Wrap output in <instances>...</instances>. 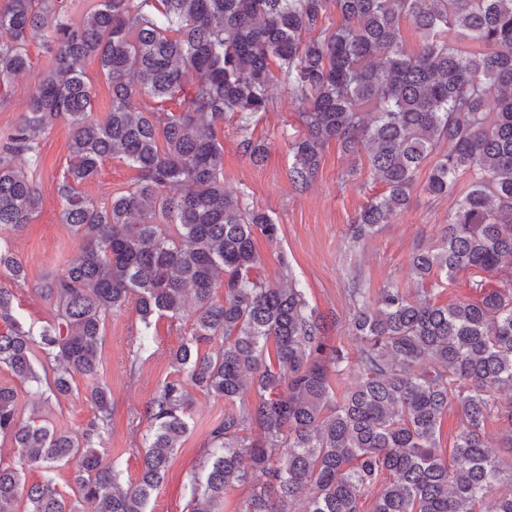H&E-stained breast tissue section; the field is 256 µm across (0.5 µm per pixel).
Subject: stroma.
Returning a JSON list of instances; mask_svg holds the SVG:
<instances>
[{
  "instance_id": "1",
  "label": "stroma",
  "mask_w": 512,
  "mask_h": 512,
  "mask_svg": "<svg viewBox=\"0 0 512 512\" xmlns=\"http://www.w3.org/2000/svg\"><path fill=\"white\" fill-rule=\"evenodd\" d=\"M299 128L296 105L288 97H275L269 111L257 114L251 127L253 137L269 145L267 160L255 165L238 145L234 120H225L218 129L224 145V185L244 193L249 206L269 212L278 224L276 240L262 236L255 240L262 279L273 284L283 275H292L305 289L310 304L329 319L330 342L349 349L353 341L344 321L349 274L360 273L374 295L389 285L412 287L409 256L418 244L442 236L453 203H433L424 193H416L406 212L364 244L350 247L348 228L378 190L369 164L364 160L352 164L338 144H330L314 185L297 190L289 177L288 144ZM68 140V123L58 119L43 139L41 162L33 174L43 192V205L22 233L7 238L25 268L26 282L12 283L8 273H0V285L12 287L15 293L14 316L35 329L54 318L38 286L63 270L81 247L80 238L62 224V205L54 193L55 181L66 167ZM136 180L133 167L109 160L84 190L102 199L133 188ZM139 326L134 306L112 312L105 321L99 365L112 397V419L97 449L104 463L115 464L125 484L139 478L150 426L146 405L158 386L175 376L169 352L187 335L190 324L159 319L152 341L141 348L135 343ZM225 410L223 397L193 391L189 431L170 460L164 485L148 502L147 512H191L195 481L203 477L208 465L209 433L223 421ZM43 414L54 427L79 433L92 418L93 408L80 386L44 403Z\"/></svg>"
}]
</instances>
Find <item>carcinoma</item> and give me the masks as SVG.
Segmentation results:
<instances>
[{"mask_svg":"<svg viewBox=\"0 0 512 512\" xmlns=\"http://www.w3.org/2000/svg\"><path fill=\"white\" fill-rule=\"evenodd\" d=\"M332 4L341 20L327 31ZM407 20L420 33L415 49L401 38ZM459 36L486 51L459 49ZM34 40L41 64L28 52ZM89 61L110 89L102 118ZM31 71L26 111L0 132V234H19L41 208L25 165H39L43 135L63 118L68 161L54 190L83 247L37 288L55 307L38 332L11 314L12 289L0 286V368L41 396L68 395L84 378L94 414L79 435L59 431L36 406L22 416L15 391L0 386V438L14 448L0 459V512H146L189 430L194 388L229 409L194 488L205 506L192 512H221L243 485L234 512H360L373 489L372 512H480L486 500L490 512H512V405L495 397L512 393V285L488 291L484 280L512 271V0H0V88ZM277 86L300 105L288 144L298 190L315 182L332 142L365 158L383 186L349 225L354 246L409 207L426 159L435 162L420 188L433 202L470 178L441 241L412 253L420 294L389 285L373 299L359 275L348 279L353 352L330 343L295 278L262 280L254 236L272 239L278 224L224 187L218 126L237 117L243 154L266 161L250 126ZM112 159L138 170L136 186L95 199L83 185ZM0 269L26 282L1 244ZM462 272L474 296L431 302ZM131 299L140 346L161 318L191 327L171 352L178 375L147 406L142 475L125 487L95 441L111 416L99 378L104 322ZM39 352L57 363L51 379L36 370ZM348 378L353 387L337 394L332 381ZM250 391L256 402L237 406ZM453 402L462 429L448 459L437 431ZM494 419L498 453L486 442ZM62 462L78 489L70 501L54 479ZM32 468L44 481L28 486Z\"/></svg>","mask_w":512,"mask_h":512,"instance_id":"carcinoma-1","label":"carcinoma"}]
</instances>
